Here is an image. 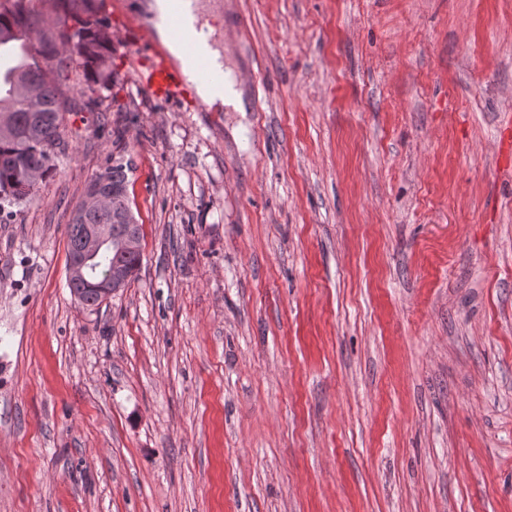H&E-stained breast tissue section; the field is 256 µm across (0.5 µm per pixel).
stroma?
<instances>
[{"instance_id": "35a3bbf8", "label": "stroma", "mask_w": 512, "mask_h": 512, "mask_svg": "<svg viewBox=\"0 0 512 512\" xmlns=\"http://www.w3.org/2000/svg\"><path fill=\"white\" fill-rule=\"evenodd\" d=\"M109 111L0 223V512H512V0H222L244 111ZM130 161L137 278L67 226ZM126 169L129 170L128 165L123 163L122 158H112V165L106 167L105 170L111 174L113 198H110V202L106 207L85 214L79 213L80 206H78L70 224H68V262L72 257L83 253L87 224L86 248L82 257L71 262L70 273L73 275L82 278L86 277L89 273L87 264L90 260L96 258L104 247L112 243V258L109 257L107 250L104 251L94 264L96 269L86 281H73L68 277L67 285L71 295L86 308L91 309L102 303L99 298L98 288L102 293L104 301L117 292L120 284L127 280L126 273L114 269L113 275L109 279L100 282L110 273L111 262L112 266L116 264L123 267L124 270L132 274V277L139 271L141 266L140 253L124 254L117 248V241L123 236L130 233L140 236V224H138L133 212L130 221L115 220L118 209L123 208L124 204L129 207L127 199L128 175Z\"/></svg>"}]
</instances>
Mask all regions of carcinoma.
I'll return each mask as SVG.
<instances>
[{"label": "carcinoma", "mask_w": 512, "mask_h": 512, "mask_svg": "<svg viewBox=\"0 0 512 512\" xmlns=\"http://www.w3.org/2000/svg\"><path fill=\"white\" fill-rule=\"evenodd\" d=\"M0 3V47L17 40V32L32 26L27 0H6ZM65 19L71 21L51 39L42 41L35 53L42 65L19 70L20 64L9 67L17 72L12 84L0 89V215L14 216L12 207L20 205L32 189H19L27 173H39L40 180L49 177L58 166L59 128L64 112H99L102 102L90 98L82 103L66 95L63 82L70 75L91 89L98 86L110 89L112 43L106 34L107 18L102 15V0H59ZM127 169L123 159H112L106 167L112 178L113 198L109 204L93 212L74 213L68 224V257L83 253L86 225H112V253H103L87 280H68L71 295L83 306L94 308L101 304L97 284L111 271V264L131 274L139 271L141 255L124 254L117 241L130 233L140 234L136 218L116 221L115 212L128 204Z\"/></svg>", "instance_id": "cac0c4a2"}]
</instances>
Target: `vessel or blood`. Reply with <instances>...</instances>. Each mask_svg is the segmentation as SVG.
Returning <instances> with one entry per match:
<instances>
[{
	"mask_svg": "<svg viewBox=\"0 0 512 512\" xmlns=\"http://www.w3.org/2000/svg\"><path fill=\"white\" fill-rule=\"evenodd\" d=\"M162 2V7L153 15L152 26L165 28L173 41L185 45L186 51L180 64H173L167 51L154 41L152 26L131 22L123 27L121 36L133 50L147 58L149 65L141 82L151 96L160 100L189 98L196 109L205 110L206 100L191 96V85L210 86L213 93L220 95L224 92V80L207 42L199 34L197 0Z\"/></svg>",
	"mask_w": 512,
	"mask_h": 512,
	"instance_id": "b4317fda",
	"label": "vessel or blood"
}]
</instances>
